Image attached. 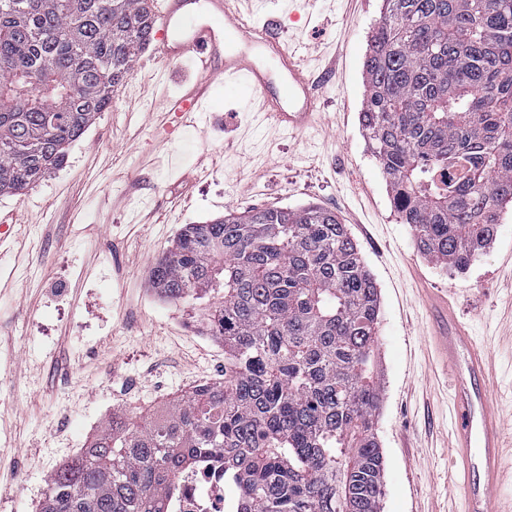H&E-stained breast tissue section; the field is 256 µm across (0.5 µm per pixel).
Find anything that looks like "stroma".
<instances>
[{"mask_svg":"<svg viewBox=\"0 0 512 512\" xmlns=\"http://www.w3.org/2000/svg\"><path fill=\"white\" fill-rule=\"evenodd\" d=\"M381 0H258L249 26L310 46L313 74L335 59L314 128L292 137L217 86L199 128L160 110L195 74L146 48L108 108L25 194H0V512H38L57 468L112 416L143 422L224 376V345L200 310L152 288L155 259L187 224L232 210L316 204L336 212L380 291L383 512H458L447 373L432 332L447 301L494 354L512 450V209L463 272L417 249L394 211L360 125L363 63Z\"/></svg>","mask_w":512,"mask_h":512,"instance_id":"35a3bbf8","label":"stroma"}]
</instances>
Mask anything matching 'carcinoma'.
I'll use <instances>...</instances> for the list:
<instances>
[{
    "instance_id": "obj_1",
    "label": "carcinoma",
    "mask_w": 512,
    "mask_h": 512,
    "mask_svg": "<svg viewBox=\"0 0 512 512\" xmlns=\"http://www.w3.org/2000/svg\"><path fill=\"white\" fill-rule=\"evenodd\" d=\"M150 0H0V193L61 166L150 44ZM360 121L391 204L435 264L467 269L512 205V0H383ZM211 297L224 381L106 423L42 512H166L176 473L224 458L236 512H382L380 291L336 213L309 204L188 224L153 263Z\"/></svg>"
}]
</instances>
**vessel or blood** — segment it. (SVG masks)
Returning a JSON list of instances; mask_svg holds the SVG:
<instances>
[{"instance_id": "1", "label": "vessel or blood", "mask_w": 512, "mask_h": 512, "mask_svg": "<svg viewBox=\"0 0 512 512\" xmlns=\"http://www.w3.org/2000/svg\"><path fill=\"white\" fill-rule=\"evenodd\" d=\"M153 39L168 62L188 61L196 80L169 111L196 125L211 87L246 85L258 111L279 129L302 133L315 123L322 79L307 73L296 51L269 30L249 27L226 0H158ZM446 365L455 375L451 436L457 449L455 484L461 512H504L497 494L503 422L488 388L486 350L449 316L443 336Z\"/></svg>"}]
</instances>
